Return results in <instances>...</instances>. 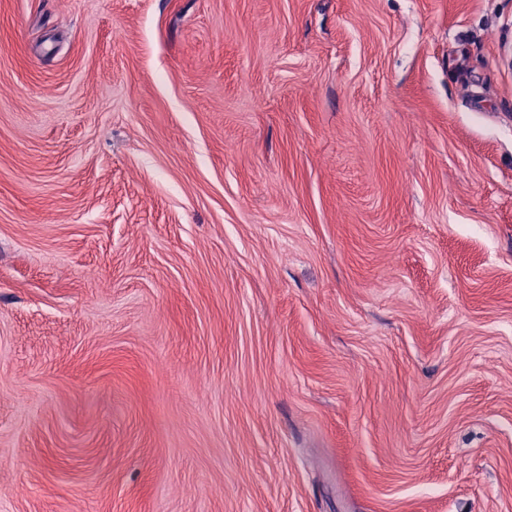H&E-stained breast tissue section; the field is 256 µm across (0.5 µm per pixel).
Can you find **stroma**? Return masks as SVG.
<instances>
[{
    "mask_svg": "<svg viewBox=\"0 0 512 512\" xmlns=\"http://www.w3.org/2000/svg\"><path fill=\"white\" fill-rule=\"evenodd\" d=\"M0 512H512V0H0Z\"/></svg>",
    "mask_w": 512,
    "mask_h": 512,
    "instance_id": "obj_1",
    "label": "stroma"
}]
</instances>
